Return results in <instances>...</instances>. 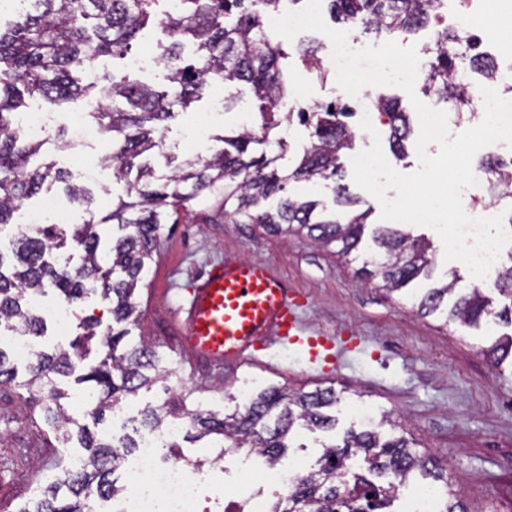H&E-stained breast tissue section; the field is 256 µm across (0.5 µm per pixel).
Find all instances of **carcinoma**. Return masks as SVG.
Instances as JSON below:
<instances>
[{
	"label": "carcinoma",
	"mask_w": 512,
	"mask_h": 512,
	"mask_svg": "<svg viewBox=\"0 0 512 512\" xmlns=\"http://www.w3.org/2000/svg\"><path fill=\"white\" fill-rule=\"evenodd\" d=\"M283 0H179L169 8L162 0H21L25 20L0 25V231L21 204L39 194L49 180L65 184L70 198L85 214L73 225L71 235L83 250L82 263L72 271H58L46 260V252L61 236L56 225H47L29 237L16 240L15 257L20 268L11 276L3 272L0 257V323L12 322L31 336L40 335L43 319L32 313L27 298L41 292L50 280L63 301L72 304L86 291V282L97 281L101 296L111 305L112 326L102 330L92 321L83 323V340L104 336L105 352L99 365L82 380L93 383L97 418L119 406L128 396L149 388L165 376L160 357L144 341L127 340L137 312L135 295L143 282L162 224H178L182 215L199 212L210 221L217 216L234 224H260L272 234H304L329 246L340 244L338 254L346 257L357 250L370 212L356 211L360 200L336 183L340 173L339 154L348 148L353 132L339 120V112L322 102H311L298 112V119L312 128L313 142L304 149L297 165L280 172L278 161L288 141L270 138L280 126L274 110L288 95V48L275 44L263 31L265 15L255 9L261 3L269 12L278 11ZM340 21L363 33H385L401 38L427 24L442 0H328ZM164 29L168 41L159 46L161 60L171 71L179 91L169 96L141 81L127 70L102 74L97 81L86 72L104 57L123 58L148 25ZM188 43L196 47L195 62H183ZM464 38L448 30L426 49L423 91L450 105L465 95L470 82L462 71L470 69L487 79H497V67L489 59L462 51ZM245 83L262 103L261 124L224 136V150L209 157L196 156L175 164L168 176L157 179L144 157L163 149L156 136L158 126L174 116V107L188 108L211 92L216 84ZM37 95L50 104L64 106L75 101L86 104L105 97L110 104L91 111L102 132L112 139V153L104 165L126 179V196L112 202L106 213L93 205L90 191L69 182L66 172L52 162L33 164L46 140L25 137L16 129L17 110L24 94ZM376 105L390 119L393 144L403 147L413 128L400 101L381 94ZM291 181L328 182L333 186L334 205L348 209L344 220L336 218L318 200L286 192ZM492 193L512 198V172L497 173ZM116 224L125 234L112 241L107 257L100 253L97 226ZM378 248L373 270L367 272L379 287L393 293L404 290L419 277H430V245L399 229L381 225L372 232ZM494 287L512 302V254L509 265H500ZM412 307L427 316L446 313V319L478 328L483 322L512 324L508 312L491 308V300L479 288L456 292V278L428 289ZM487 353L500 364L512 357V337L495 342ZM31 378L18 386L32 391L49 388L51 403L46 419L60 428L68 421L61 400L66 394L54 385L52 375L67 376L83 360L81 346L74 351L34 353ZM335 390L296 392L268 387L252 397L243 410L230 414L200 411L192 425L200 435L215 434L232 447L260 452L268 461L282 459L298 428L333 430L338 424ZM175 419L168 408L147 406L144 424L165 427ZM391 424L382 417L379 427L348 429L340 444L323 445L322 456L300 478L301 492L273 501L267 512H369L384 508L375 499L352 488L350 498L340 493V466L362 454L368 469L387 476L386 494L393 481L403 476L406 466L446 487L448 476L415 442L403 435L382 430ZM77 439L87 456L79 466L61 470L41 491L40 497L20 512H84L88 494L112 496L122 490L109 475L122 465L134 448L130 439L105 441L87 432Z\"/></svg>",
	"instance_id": "carcinoma-1"
}]
</instances>
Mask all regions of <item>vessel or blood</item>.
Instances as JSON below:
<instances>
[{
  "mask_svg": "<svg viewBox=\"0 0 512 512\" xmlns=\"http://www.w3.org/2000/svg\"><path fill=\"white\" fill-rule=\"evenodd\" d=\"M178 320L191 357L215 366L239 363L272 340L305 346L314 363L325 349L318 337L306 335L287 281L258 261L212 265Z\"/></svg>",
  "mask_w": 512,
  "mask_h": 512,
  "instance_id": "b4317fda",
  "label": "vessel or blood"
}]
</instances>
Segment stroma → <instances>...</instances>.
<instances>
[{
  "label": "stroma",
  "mask_w": 512,
  "mask_h": 512,
  "mask_svg": "<svg viewBox=\"0 0 512 512\" xmlns=\"http://www.w3.org/2000/svg\"><path fill=\"white\" fill-rule=\"evenodd\" d=\"M288 80L307 100H333L351 112L359 104L336 83L318 82L295 55L288 60ZM228 92L237 99L232 110L211 96L161 123L165 148L151 158L156 177L168 175V156L212 155L223 147L219 135L259 121V103L249 86H232ZM197 120L209 126L208 137L198 143L192 139ZM376 140L399 172L411 174L420 167L413 141H406L403 153L394 152L389 126L355 132L351 148L340 154L343 182L369 208L374 225L381 222L380 205L354 185L351 159ZM111 151V140L100 137L69 151L46 145L42 158L75 175L97 167ZM158 235L154 259L135 296L138 319L130 339L150 342L167 374L126 399L100 424L94 420L93 403L84 399L87 384L59 377V388L68 394L64 406L71 430L88 428L107 436L119 431L123 415L137 417L146 405L179 399L187 414L230 412L243 388L253 393L272 385L303 392L332 388L342 399L341 428L360 425L361 405L389 414L396 434L414 439L418 450L446 467L451 488L468 512H512V364L488 361L485 351L495 332L448 324L437 314L417 315L406 294L361 281L363 261L375 254L367 240L343 259L336 246L323 247L303 235H275L256 224L221 219L204 223L191 215L181 223L161 225ZM227 258L264 262L287 279L308 332L329 337L341 351L340 362L310 364L292 345L222 368L189 357L174 313L189 300L205 270ZM60 302L49 284L34 299L46 322L44 334L35 340L37 348L69 349L83 318L94 317L105 327L112 323L99 285H90L70 305L63 325L51 313ZM16 368L18 383L0 384V512H21L46 482L83 453L78 442L59 439L40 404L21 388L29 377V362H17Z\"/></svg>",
  "instance_id": "stroma-1"
}]
</instances>
